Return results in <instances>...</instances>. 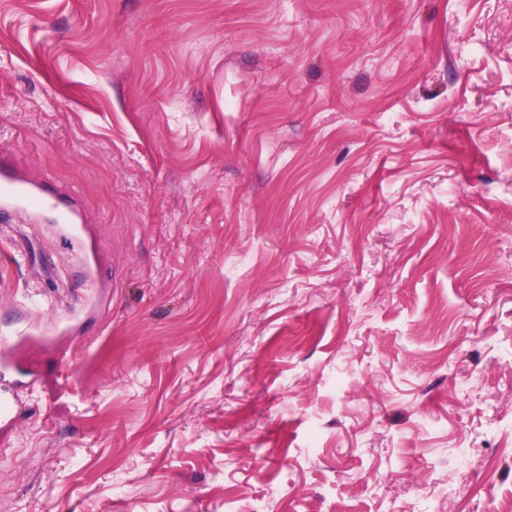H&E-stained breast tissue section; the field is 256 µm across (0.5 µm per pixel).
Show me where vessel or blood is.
Returning a JSON list of instances; mask_svg holds the SVG:
<instances>
[{
  "mask_svg": "<svg viewBox=\"0 0 512 512\" xmlns=\"http://www.w3.org/2000/svg\"><path fill=\"white\" fill-rule=\"evenodd\" d=\"M5 207L20 215L49 210L69 231L81 230L79 215L72 207L62 205L59 197L48 195L41 185L0 171V209ZM27 338V332L22 331L0 339V436L15 428L24 410L20 388L31 387L34 382L33 372L16 355L17 347Z\"/></svg>",
  "mask_w": 512,
  "mask_h": 512,
  "instance_id": "b4317fda",
  "label": "vessel or blood"
}]
</instances>
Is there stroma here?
Listing matches in <instances>:
<instances>
[{"label": "stroma", "instance_id": "35a3bbf8", "mask_svg": "<svg viewBox=\"0 0 512 512\" xmlns=\"http://www.w3.org/2000/svg\"><path fill=\"white\" fill-rule=\"evenodd\" d=\"M0 165L19 512L512 506V0H0ZM12 208L19 215H29L42 211H52L57 221L65 224L73 233L82 230L77 224L79 215L71 205L63 207L58 196H49L41 185L30 182L14 174L0 171V209ZM28 335L30 333L22 331L0 339V436L15 428L24 411L19 389L29 388L34 382L33 372L16 355L17 347L28 339ZM6 373L14 374L17 379L2 383L1 377Z\"/></svg>", "mask_w": 512, "mask_h": 512}]
</instances>
